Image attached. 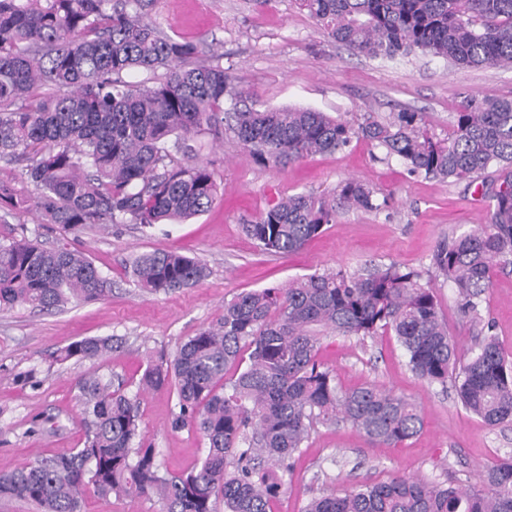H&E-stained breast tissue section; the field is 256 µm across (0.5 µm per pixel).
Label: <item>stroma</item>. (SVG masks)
Returning a JSON list of instances; mask_svg holds the SVG:
<instances>
[{
  "instance_id": "35a3bbf8",
  "label": "stroma",
  "mask_w": 512,
  "mask_h": 512,
  "mask_svg": "<svg viewBox=\"0 0 512 512\" xmlns=\"http://www.w3.org/2000/svg\"><path fill=\"white\" fill-rule=\"evenodd\" d=\"M147 18L166 35L197 44L199 62L229 69L258 109L311 108L353 125L370 116L420 112L441 137L461 93L512 97V67H458L420 54L372 60L329 37L297 0H153ZM177 161L207 164L219 184L209 211L183 224L88 226L70 233L41 223L33 212L0 206L1 241L36 235L49 247L67 244L112 281L111 294L97 301L49 312H0V473L83 446L75 395L79 379L92 371L122 380L137 399L141 431L157 449L160 467L171 473L190 469L203 458L205 443L192 428L174 427L175 389L141 388L147 366L172 358L188 336L215 323L225 301L315 272H352L371 262L417 271L433 287L461 355L475 347L456 290L432 267L431 255L444 239L486 222L495 173L470 182L424 179L360 137L285 169L255 162L230 138L204 139L198 154ZM351 177L373 189L380 211L346 212L287 256L262 253L242 230L244 221L278 199L327 192ZM156 249L199 258L206 279L169 294L142 293L127 274L128 262ZM482 315L512 359V264L496 268ZM94 336L121 344L97 360L56 361L60 348ZM318 359L335 372L341 389L372 385L408 398L423 425L415 437L387 447L347 425L314 423L283 477L273 512H302L310 498L395 476L478 488L488 466L512 457V424L488 427L462 407L453 388L415 376L392 332L365 339L328 334Z\"/></svg>"
}]
</instances>
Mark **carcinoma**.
<instances>
[{
	"instance_id": "cac0c4a2",
	"label": "carcinoma",
	"mask_w": 512,
	"mask_h": 512,
	"mask_svg": "<svg viewBox=\"0 0 512 512\" xmlns=\"http://www.w3.org/2000/svg\"><path fill=\"white\" fill-rule=\"evenodd\" d=\"M329 36L356 54L392 60L420 52L463 67L512 66V0H298ZM151 0H0V158L26 162L21 181L0 179V205L34 208L43 224L76 231L184 223L206 213L218 186L203 163L179 164L201 136L236 140L276 168L334 152L362 136L401 159L410 174L472 181L493 166L488 222L442 241L432 266L456 289L481 336L461 362L433 288L394 263L314 273L284 287L238 294L219 321L199 329L171 360L148 367L142 385L175 387L174 424L206 443L201 462L161 472L140 431L139 408L98 373L77 384L86 441L68 453L0 473V499L41 512H80L84 496L155 498L162 512H271L311 426L348 424L370 442L396 446L422 427L418 407L375 386L343 391L317 359L324 333L391 331L410 370L433 384L453 380L462 406L485 424H512V361L484 333L480 307L500 263H512V98L464 93L444 137L419 112L358 127L309 108L256 109L220 64L196 65L198 46L144 20ZM162 76H156L159 70ZM151 77L132 83L131 71ZM229 107H224V104ZM364 182L297 193L243 224L265 254L302 249L343 211H378ZM134 284L150 294L201 283L207 267L169 250L135 256ZM111 281L85 254L26 236L0 242V308L58 310L103 298ZM118 339L85 337L56 360H94ZM302 512H512V457L485 485L464 489L396 476L342 496L310 499Z\"/></svg>"
}]
</instances>
